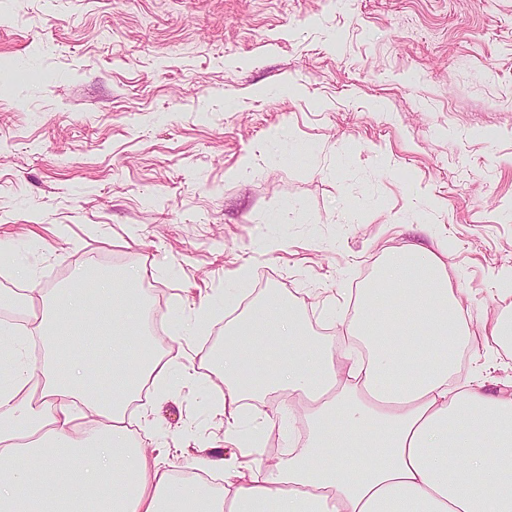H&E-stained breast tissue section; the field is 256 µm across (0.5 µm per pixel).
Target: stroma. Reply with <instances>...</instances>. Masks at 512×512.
I'll return each mask as SVG.
<instances>
[{
	"label": "stroma",
	"mask_w": 512,
	"mask_h": 512,
	"mask_svg": "<svg viewBox=\"0 0 512 512\" xmlns=\"http://www.w3.org/2000/svg\"><path fill=\"white\" fill-rule=\"evenodd\" d=\"M0 244L18 297L22 268L48 298L147 271L156 347L196 369L132 408L176 477L227 446L226 289L339 337L384 254L422 244L482 336L512 312V0H0ZM480 365L455 383L512 392V354Z\"/></svg>",
	"instance_id": "35a3bbf8"
}]
</instances>
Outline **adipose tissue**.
<instances>
[{
    "label": "adipose tissue",
    "mask_w": 512,
    "mask_h": 512,
    "mask_svg": "<svg viewBox=\"0 0 512 512\" xmlns=\"http://www.w3.org/2000/svg\"><path fill=\"white\" fill-rule=\"evenodd\" d=\"M142 282L97 276L49 303L33 280L35 325L0 326V512H512V394L452 383L474 338L434 250L384 255L356 291L346 348L307 335L274 294L225 325L219 412L287 397L229 441L259 444L291 401L308 440L273 468L200 458L223 471L219 489L175 478L132 432L128 403L167 375L136 308ZM33 345L37 369L25 360ZM101 362L108 395L92 383Z\"/></svg>",
    "instance_id": "1"
}]
</instances>
